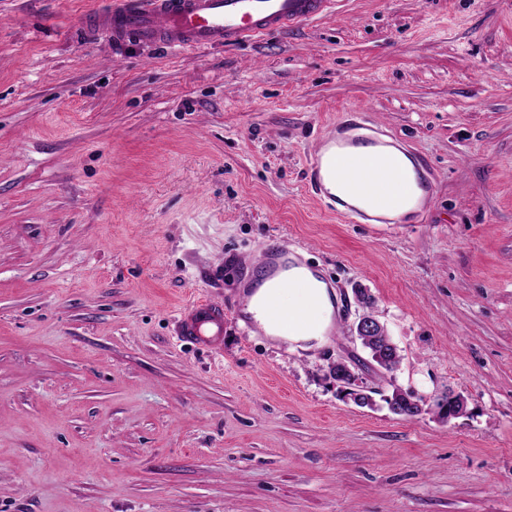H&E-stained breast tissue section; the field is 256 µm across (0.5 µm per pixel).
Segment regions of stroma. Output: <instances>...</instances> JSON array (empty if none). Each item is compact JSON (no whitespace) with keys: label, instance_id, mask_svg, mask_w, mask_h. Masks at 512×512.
Here are the masks:
<instances>
[{"label":"stroma","instance_id":"stroma-1","mask_svg":"<svg viewBox=\"0 0 512 512\" xmlns=\"http://www.w3.org/2000/svg\"><path fill=\"white\" fill-rule=\"evenodd\" d=\"M106 2L0 0V512H512V0H335L176 52L115 45ZM354 106L428 165L415 223L310 193ZM273 246L336 289L321 347L236 319ZM197 298L220 350L176 334ZM396 386L467 408L400 417ZM357 336L362 342L367 339H381L382 344L385 347H396L390 339L386 328L383 324L374 316L370 314H362L357 324ZM334 376H339L336 383L340 384L342 391L353 397L354 400L361 402V398L365 397L369 402V392H373V388L369 387L362 377L352 371L348 364L342 361H336L333 365ZM337 373V374H336Z\"/></svg>","mask_w":512,"mask_h":512}]
</instances>
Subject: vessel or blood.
Masks as SVG:
<instances>
[{
    "label": "vessel or blood",
    "instance_id": "b4317fda",
    "mask_svg": "<svg viewBox=\"0 0 512 512\" xmlns=\"http://www.w3.org/2000/svg\"><path fill=\"white\" fill-rule=\"evenodd\" d=\"M333 0H115L96 14L98 28L110 30L114 43L135 37L173 49L246 42L280 32L327 13ZM386 168L394 181L412 185L409 200L376 189L372 165ZM308 187L323 205L351 224H403L426 211L432 193L429 172L393 134L372 123L364 110L337 120L308 162ZM301 260L282 248H268L259 263L263 279L287 282ZM264 317L284 332L314 325L311 312L291 313L273 300ZM178 336L186 343L220 349L224 310L207 299L187 303L178 313Z\"/></svg>",
    "mask_w": 512,
    "mask_h": 512
}]
</instances>
